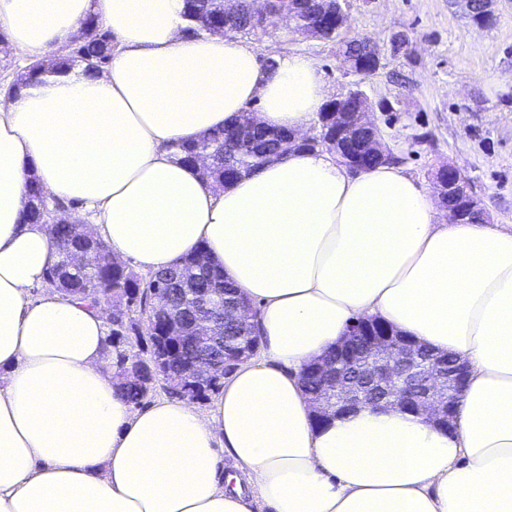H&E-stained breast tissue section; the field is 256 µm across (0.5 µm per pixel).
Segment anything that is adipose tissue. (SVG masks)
Segmentation results:
<instances>
[{"mask_svg": "<svg viewBox=\"0 0 512 512\" xmlns=\"http://www.w3.org/2000/svg\"><path fill=\"white\" fill-rule=\"evenodd\" d=\"M184 0H0V30L44 59L97 16L112 60L0 98V512H512V228L452 221L393 163L353 174L294 151L215 190L177 143L257 105L303 134L328 98L308 56L264 67L191 37ZM113 258L169 268L204 247L260 304L258 358L207 409H133L114 387L105 305L46 289L57 252L22 220L31 181ZM377 316L470 370L445 431L363 406L324 421L299 375Z\"/></svg>", "mask_w": 512, "mask_h": 512, "instance_id": "adipose-tissue-1", "label": "adipose tissue"}]
</instances>
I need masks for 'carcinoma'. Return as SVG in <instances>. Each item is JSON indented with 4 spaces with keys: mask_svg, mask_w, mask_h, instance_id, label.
<instances>
[{
    "mask_svg": "<svg viewBox=\"0 0 512 512\" xmlns=\"http://www.w3.org/2000/svg\"><path fill=\"white\" fill-rule=\"evenodd\" d=\"M187 17L192 22V33L207 35V26H224L226 33L248 35L252 33L247 18L255 8L254 0H245L238 15L224 17L219 0H186ZM52 66L58 70H69L80 64L87 72H100L112 56V33L104 29L91 17L81 25L78 42L51 52ZM47 66L43 62H32L26 72L0 85L7 94H17ZM239 122L232 120L224 128L205 133L178 145L181 162L188 165L193 156L205 153L209 156V169L204 175L207 184L221 190L261 163L253 157V146H270L275 156H285L295 150L325 151V136L304 146L290 144L292 133L259 126L253 132L235 140H224V136L236 131ZM47 197L42 187L31 182L23 211L27 223H47L52 209L46 208ZM50 236L55 247L75 245L91 255L85 267L66 268L55 263L46 272L45 282L63 293L92 306L106 302L114 312L112 336L108 345L115 354L117 389L121 397L131 406L144 404L154 384L153 373L146 360L130 353L127 339L130 335H141L147 329L148 351L164 365L171 376H180L193 362L200 360L232 373L241 363L251 357L260 347L256 331L257 310L253 303L242 295L235 285L224 277V272L212 264L202 265L198 250L173 267L142 276L128 266L112 264L109 246L101 239H84L79 234V225L57 221L52 224ZM166 293L167 303L176 310L180 324V338H169L171 326L165 313L156 307V293ZM224 297V303L237 308L238 315L228 321L216 322L218 336L209 344L196 336L197 326L212 318L207 299L213 295ZM306 394L317 398L322 392L323 381L314 375V365L302 372ZM224 381L208 382L198 386L197 395L184 390V384L176 383L165 389L172 398L191 400L205 399L219 391Z\"/></svg>",
    "mask_w": 512,
    "mask_h": 512,
    "instance_id": "obj_1",
    "label": "carcinoma"
}]
</instances>
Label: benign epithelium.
<instances>
[{
  "mask_svg": "<svg viewBox=\"0 0 512 512\" xmlns=\"http://www.w3.org/2000/svg\"><path fill=\"white\" fill-rule=\"evenodd\" d=\"M275 19L288 21L294 32L325 38V31L332 27L344 29L348 23L346 0H309L297 10L287 11L277 5V0H266V5L250 15V24L258 30H266ZM354 92L330 101L328 112L336 114V148L332 154L340 163L351 170L360 171L357 154H379L381 144L375 124L369 119L374 105L362 96L354 110L347 108V102ZM365 135L361 142L342 141L350 129ZM435 189L444 207L453 219L467 218L479 208V201L472 195L468 185L453 166L444 167L436 173ZM374 319L361 318L347 336L338 344L336 360H328L315 367L323 377L325 389L316 417L320 419L357 410L366 404L363 395L344 378V365L352 363L361 366L381 387L384 393L378 406L404 405L407 384L413 379L423 381L422 389L414 394L409 407L412 412L424 415L439 427L452 428L455 407L466 384L468 372L461 360L446 366L436 358L425 362L419 356L418 345L412 339L399 337L393 332L379 335L371 333Z\"/></svg>",
  "mask_w": 512,
  "mask_h": 512,
  "instance_id": "7a95c632",
  "label": "benign epithelium"
}]
</instances>
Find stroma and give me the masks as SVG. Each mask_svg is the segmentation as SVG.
Segmentation results:
<instances>
[{
	"instance_id": "stroma-1",
	"label": "stroma",
	"mask_w": 512,
	"mask_h": 512,
	"mask_svg": "<svg viewBox=\"0 0 512 512\" xmlns=\"http://www.w3.org/2000/svg\"><path fill=\"white\" fill-rule=\"evenodd\" d=\"M344 38L381 50L368 75L351 72L336 42L289 32L282 24L244 37L259 58L299 52L318 65L330 97L352 89L389 100L371 119L395 162L420 185L452 165L491 224H512V0H496L494 25H473L454 0H348ZM409 38L393 52L392 34Z\"/></svg>"
}]
</instances>
